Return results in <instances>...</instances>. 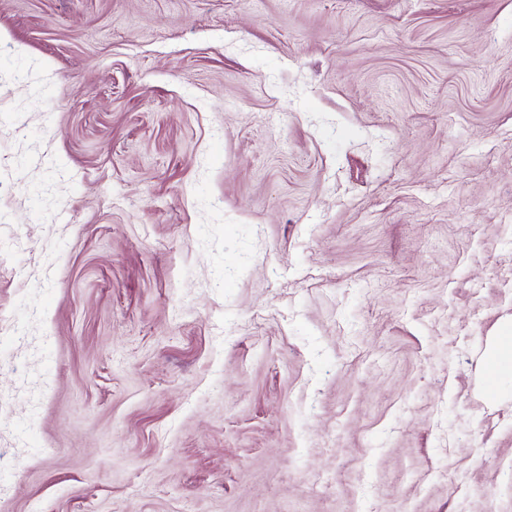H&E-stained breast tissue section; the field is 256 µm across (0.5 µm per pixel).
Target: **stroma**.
<instances>
[{"label":"stroma","instance_id":"stroma-1","mask_svg":"<svg viewBox=\"0 0 512 512\" xmlns=\"http://www.w3.org/2000/svg\"><path fill=\"white\" fill-rule=\"evenodd\" d=\"M512 0H0V512H512Z\"/></svg>","mask_w":512,"mask_h":512}]
</instances>
